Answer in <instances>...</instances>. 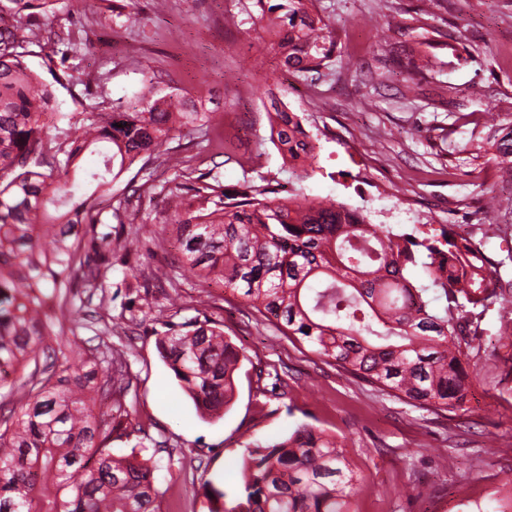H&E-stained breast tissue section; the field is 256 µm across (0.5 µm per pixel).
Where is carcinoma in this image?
<instances>
[{
  "label": "carcinoma",
  "mask_w": 512,
  "mask_h": 512,
  "mask_svg": "<svg viewBox=\"0 0 512 512\" xmlns=\"http://www.w3.org/2000/svg\"><path fill=\"white\" fill-rule=\"evenodd\" d=\"M11 25L0 27V512H162L171 483L156 482L137 442L130 452L107 447L112 434L131 438L126 395L131 378L121 356H71L65 328L79 310L53 301L74 288L87 302L107 304L103 287L112 251V220L131 196L102 218L97 201L134 165L159 158L180 129L200 127L207 115L178 94L159 96L149 85L125 109L60 113L53 84L24 64V49L43 44L65 63L70 34L44 28L39 16L57 0H6ZM262 28L284 64L308 71L331 58L330 25L312 0H256ZM270 141L283 158L314 170L319 152L301 118L270 100ZM104 145L96 183L73 177L85 153ZM512 177V132L493 141ZM171 180L169 221L186 270L203 284L238 293L287 336L321 357L419 409L462 407L472 384L466 369L481 315L497 300L502 262L488 255L501 237L485 224L481 238L441 227L423 237L367 222L364 213L303 188L245 180L228 188L219 175L191 184ZM421 266L425 282L409 277ZM159 354L202 416L219 419L234 397L243 349L224 338L219 323H164ZM107 406L109 413L101 411ZM240 489L226 497L205 489L209 512H354L361 477L336 437L300 426L281 439L243 442Z\"/></svg>",
  "instance_id": "obj_1"
}]
</instances>
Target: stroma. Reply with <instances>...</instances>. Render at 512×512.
Returning a JSON list of instances; mask_svg holds the SVG:
<instances>
[{
	"instance_id": "obj_1",
	"label": "stroma",
	"mask_w": 512,
	"mask_h": 512,
	"mask_svg": "<svg viewBox=\"0 0 512 512\" xmlns=\"http://www.w3.org/2000/svg\"><path fill=\"white\" fill-rule=\"evenodd\" d=\"M334 30L335 51L316 72L286 68L262 29L254 0H62L45 24L71 27L73 83L57 88L61 112L125 107L153 85L191 99L209 120L169 140L152 178L121 176L103 208L128 181L142 185L144 250L120 246L132 212L112 226L106 282L112 300L99 323L72 336L74 349L108 344L126 351L137 402L134 427L167 442L180 470L163 512H206V486L234 496L242 444L279 438L307 424L335 436L362 480L355 512H457L512 477V178L489 142L512 127V0H316ZM302 119L320 146L308 178L269 140V96ZM223 140L231 160L217 154ZM220 166L226 186L243 179L300 182L305 193L363 210L373 224L409 232L452 225L478 236L504 227L489 255L500 261L507 304L481 318L477 373L461 408L411 407L284 336L231 291L202 286L179 260L161 186ZM495 209H487L488 197ZM151 294L152 311L137 300ZM207 317L247 356L234 402L219 420L201 418L164 365L156 339L165 321ZM278 371L286 395L265 390L258 370Z\"/></svg>"
}]
</instances>
